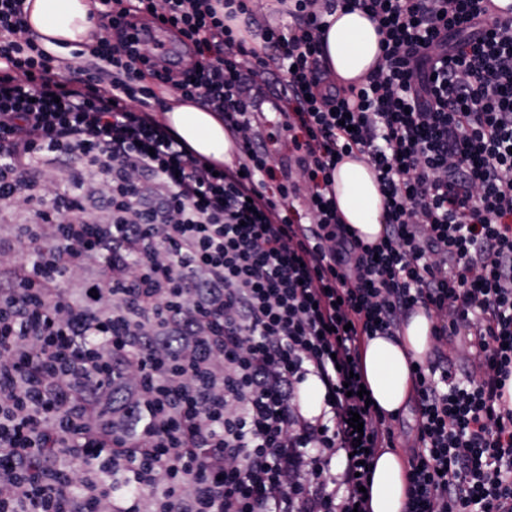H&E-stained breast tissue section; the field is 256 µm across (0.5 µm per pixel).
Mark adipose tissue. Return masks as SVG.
I'll list each match as a JSON object with an SVG mask.
<instances>
[{"label": "adipose tissue", "mask_w": 512, "mask_h": 512, "mask_svg": "<svg viewBox=\"0 0 512 512\" xmlns=\"http://www.w3.org/2000/svg\"><path fill=\"white\" fill-rule=\"evenodd\" d=\"M28 22L42 47L50 53L91 45L88 0H27ZM322 43L329 77L348 83L367 75L380 53L373 23L357 8L326 16ZM164 121L200 155L230 161L234 144L224 123L212 112L192 103L173 102ZM336 205L342 220L368 241L382 233L385 209L375 174L360 158L347 157L334 173ZM432 320L417 310L399 339L377 336L362 352L365 381L375 403L386 413L400 414L414 397L412 364L424 361L434 343ZM407 455L401 448L382 449L375 462L370 489L371 512H403L407 498Z\"/></svg>", "instance_id": "ef3b65f1"}]
</instances>
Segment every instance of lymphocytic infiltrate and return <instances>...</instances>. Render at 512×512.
<instances>
[{"mask_svg":"<svg viewBox=\"0 0 512 512\" xmlns=\"http://www.w3.org/2000/svg\"><path fill=\"white\" fill-rule=\"evenodd\" d=\"M347 3L381 36L357 86L321 59ZM24 5L0 0V512H370L394 431L361 349L419 306L404 512H512V5L290 0L256 48L247 0H99L63 73ZM135 18L185 55L156 64ZM158 85L222 118L233 162L156 119ZM355 151L373 243L336 208ZM346 157L334 173L336 205L343 224H348L358 235L375 241L382 233L385 209L375 174L357 154Z\"/></svg>","mask_w":512,"mask_h":512,"instance_id":"f902f5d3","label":"lymphocytic infiltrate"}]
</instances>
